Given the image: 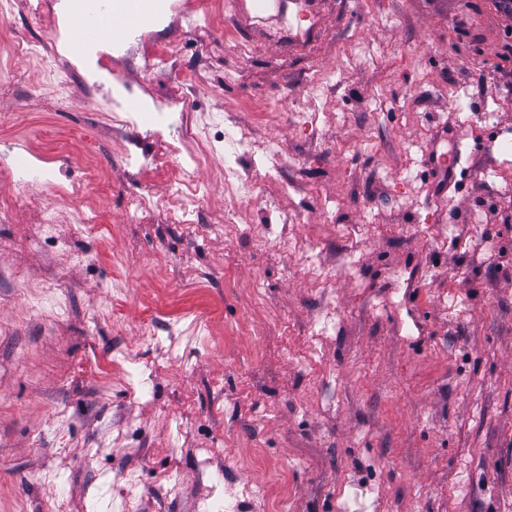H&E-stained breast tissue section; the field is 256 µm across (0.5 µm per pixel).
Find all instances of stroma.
I'll list each match as a JSON object with an SVG mask.
<instances>
[{
    "instance_id": "1",
    "label": "stroma",
    "mask_w": 512,
    "mask_h": 512,
    "mask_svg": "<svg viewBox=\"0 0 512 512\" xmlns=\"http://www.w3.org/2000/svg\"><path fill=\"white\" fill-rule=\"evenodd\" d=\"M178 2L123 48L74 58L80 93L46 50L77 38L63 0L38 15L0 0V138L75 171L97 147L107 185L81 201L93 235L59 194L0 224V512H113L126 469L142 475L138 512L214 497L233 512H512V153L496 147L512 135V0H308L301 38L237 0H192L190 25ZM316 71L325 111L307 132ZM145 84L191 120L276 139L288 165L262 169L252 199L215 178L223 148L199 171L202 212L238 223H128L131 195L180 202L105 123ZM266 97L283 101L270 122L244 108ZM456 148L439 190L434 157ZM39 212L55 234L35 243ZM304 238L315 258L343 254L328 277H311ZM171 334L189 356L178 375L157 343ZM207 444L229 482L195 480Z\"/></svg>"
}]
</instances>
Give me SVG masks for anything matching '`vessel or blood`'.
I'll use <instances>...</instances> for the list:
<instances>
[{
    "instance_id": "obj_1",
    "label": "vessel or blood",
    "mask_w": 512,
    "mask_h": 512,
    "mask_svg": "<svg viewBox=\"0 0 512 512\" xmlns=\"http://www.w3.org/2000/svg\"><path fill=\"white\" fill-rule=\"evenodd\" d=\"M154 0H68L69 14L77 32L78 48L103 39L126 40L152 19Z\"/></svg>"
}]
</instances>
